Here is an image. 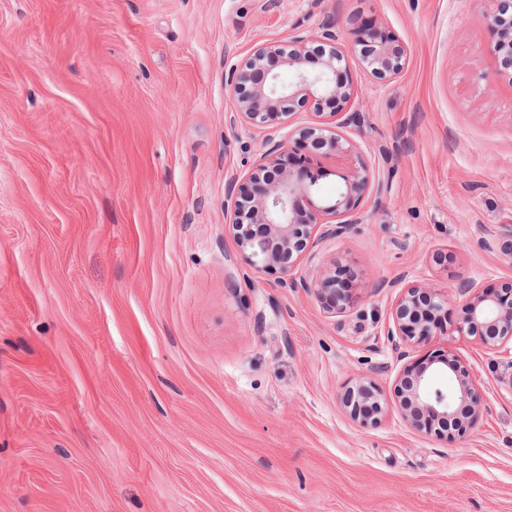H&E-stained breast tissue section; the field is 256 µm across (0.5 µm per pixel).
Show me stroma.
I'll use <instances>...</instances> for the list:
<instances>
[{"instance_id":"stroma-1","label":"stroma","mask_w":512,"mask_h":512,"mask_svg":"<svg viewBox=\"0 0 512 512\" xmlns=\"http://www.w3.org/2000/svg\"><path fill=\"white\" fill-rule=\"evenodd\" d=\"M485 0H0V512H512V353L446 350L485 410L447 440L394 409L403 287L512 282V80ZM355 16L395 36L383 82L349 59L346 136L383 185L290 279L256 271L224 193L266 143L224 77L258 44ZM361 299L326 312L334 263ZM369 377L378 425L340 402ZM335 271H323L307 283V287L314 292L327 312L342 315L358 305L359 296L352 293V290L357 288L354 283L358 277L354 271L353 278L346 282L340 275H336Z\"/></svg>"}]
</instances>
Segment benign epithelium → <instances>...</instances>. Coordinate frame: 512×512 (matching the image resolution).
Listing matches in <instances>:
<instances>
[{
    "instance_id": "benign-epithelium-1",
    "label": "benign epithelium",
    "mask_w": 512,
    "mask_h": 512,
    "mask_svg": "<svg viewBox=\"0 0 512 512\" xmlns=\"http://www.w3.org/2000/svg\"><path fill=\"white\" fill-rule=\"evenodd\" d=\"M487 24L499 35L493 52L503 71L512 70V0H486ZM351 25V38H340L334 24L325 23L310 37H298L285 52L273 43L256 47L241 66L230 69L226 88L235 99L237 112L232 123L246 129H263L285 123L293 114L296 100L312 103L316 115L328 104H345L355 93L353 81L340 78L339 67L355 57L361 68L381 81L395 78L404 68L406 50L397 40L366 23ZM327 49L316 69L306 67L311 45ZM292 72L288 85L280 83L278 64ZM331 121H319L295 129L293 143L307 150L323 148L327 155L354 152L339 129L354 122L351 114L329 113ZM289 153L275 144L260 156L254 171L229 182L224 196L228 228L243 257L254 268L284 277L294 270L299 258L327 238H338L349 225L362 223L363 204L381 193L382 185L362 156L343 175L336 195L322 205L312 200L322 177L307 158L288 160ZM357 278L344 281L325 270L307 283L323 308L342 315L358 305L352 293ZM462 297L461 315L448 322V292L412 285L402 289L387 335L413 348L435 336H472L489 353L512 345V285L498 292L476 288L463 280L455 287ZM453 375V391L437 379ZM401 417L413 429L450 439L472 428L483 411V395L468 368L454 354L439 353L422 361L406 364L394 386ZM340 401L349 415L363 426H375L385 418L388 407L378 384L360 378L345 387Z\"/></svg>"
}]
</instances>
